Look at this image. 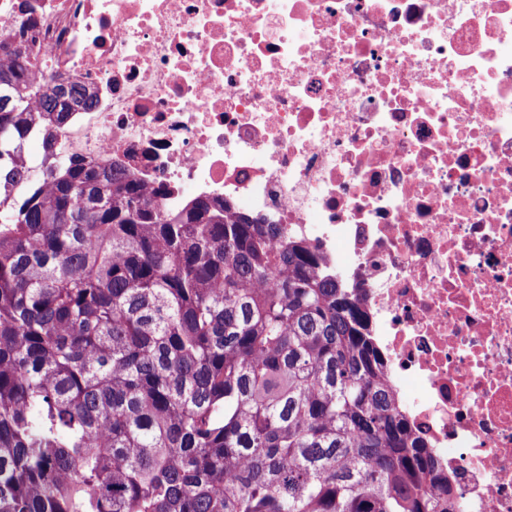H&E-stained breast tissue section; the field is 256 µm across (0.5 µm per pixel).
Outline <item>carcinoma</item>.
<instances>
[{"instance_id": "cac0c4a2", "label": "carcinoma", "mask_w": 512, "mask_h": 512, "mask_svg": "<svg viewBox=\"0 0 512 512\" xmlns=\"http://www.w3.org/2000/svg\"><path fill=\"white\" fill-rule=\"evenodd\" d=\"M0 512H457L358 289L229 205L27 146L95 98L0 36Z\"/></svg>"}]
</instances>
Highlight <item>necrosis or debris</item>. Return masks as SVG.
Wrapping results in <instances>:
<instances>
[{"instance_id": "necrosis-or-debris-1", "label": "necrosis or debris", "mask_w": 512, "mask_h": 512, "mask_svg": "<svg viewBox=\"0 0 512 512\" xmlns=\"http://www.w3.org/2000/svg\"><path fill=\"white\" fill-rule=\"evenodd\" d=\"M22 27L97 100L36 137L304 236L466 512H512V0H0Z\"/></svg>"}]
</instances>
